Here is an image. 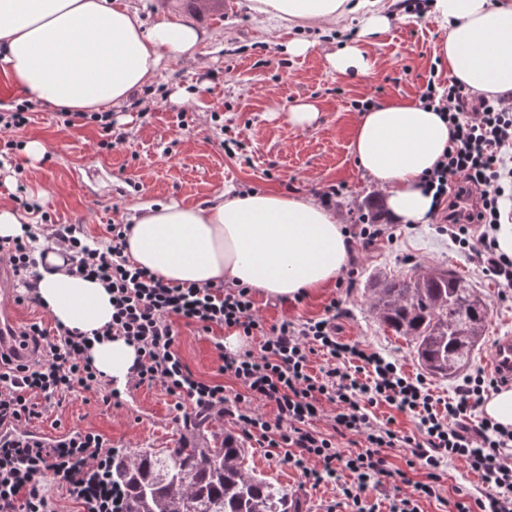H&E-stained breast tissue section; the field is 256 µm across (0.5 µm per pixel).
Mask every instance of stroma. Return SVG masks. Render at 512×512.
Masks as SVG:
<instances>
[{
	"instance_id": "obj_1",
	"label": "stroma",
	"mask_w": 512,
	"mask_h": 512,
	"mask_svg": "<svg viewBox=\"0 0 512 512\" xmlns=\"http://www.w3.org/2000/svg\"><path fill=\"white\" fill-rule=\"evenodd\" d=\"M145 25L169 11L193 20L209 32L194 64L169 63L156 84L113 112L114 126L125 139L106 147L99 123L76 120L67 127L56 106L33 103L29 122L8 132L16 141L0 162V195L39 202L45 223L79 224L88 237L105 242L106 227L120 223L128 208L143 202H205L224 189H277L315 196L323 187L341 186L335 210L343 224L371 211L391 227L389 238L358 252L359 276L354 288L329 287L288 302L255 293L256 314L268 326L289 319L301 322L324 316L332 300L346 309L338 333L394 361L410 375L420 372L412 343L395 335L372 313L369 290L377 279L401 280L414 268L457 270L480 291L488 307L486 333L477 346L472 368H482L496 337L512 335V292H501L438 229L439 216L420 224H397L389 215L378 185L357 166L349 149L359 117L357 102L390 98L418 99L428 80L447 84L448 65L439 49L448 29L431 14L398 12L388 30L373 37L367 49L374 64L369 75L341 77L324 56L333 42L317 37L304 55L291 56L283 45L292 34L260 21L248 0H132ZM314 102L318 124L308 130L288 126L282 114L300 101ZM45 148L31 160L24 143ZM177 349L196 376L224 384L227 396L240 387L221 374L216 341L225 332L204 333L179 325ZM54 436L69 430L102 434L114 447L132 451L175 447L191 426L177 412L162 387L143 388L122 396L121 406H106L86 391L72 393L35 424ZM246 465L257 475L300 500L302 512H354L343 504L339 482L312 486L284 459L280 448L248 447ZM487 488L460 461L440 468L438 495L422 501V512H450L451 501L477 498Z\"/></svg>"
}]
</instances>
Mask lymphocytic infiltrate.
<instances>
[{
	"label": "lymphocytic infiltrate",
	"instance_id": "1",
	"mask_svg": "<svg viewBox=\"0 0 512 512\" xmlns=\"http://www.w3.org/2000/svg\"><path fill=\"white\" fill-rule=\"evenodd\" d=\"M420 101L445 113L453 128L448 149L424 178L436 208L447 213L448 235L485 275L511 288L512 257L498 251L492 232L512 192V101L485 98L454 81L428 82ZM128 230L125 224L108 225L102 248L90 245L75 224L51 225L46 235L67 273L96 279L111 292L112 321L100 336L124 338L139 358L119 388L91 364L88 334L60 324L23 326L32 357L0 353V512H63L65 500L79 512H125L124 492L112 481L118 450L107 438L82 430L46 438L30 425L78 389L117 403L123 390L158 385L176 409L228 415L244 438L283 449L285 460L313 485L335 480L339 468H346L352 480L340 493L355 506L383 495L388 512H420V500L435 497L437 471L449 459L462 461L489 489L484 497L455 501L454 512H512V430L486 417L476 427L465 424L485 395L504 387V379L481 372L465 376L454 397L440 402L423 377L407 376L394 362L339 337V301L330 302L324 317L264 328L249 287L173 284L132 265L124 253ZM34 239L31 233L2 239L0 252L24 283L25 301L36 304L44 257L36 253ZM179 319L206 332L225 327L260 337L259 352L219 354L221 372L240 387L234 397L225 395L223 384L196 377L182 361L176 349ZM318 353L327 364L314 374L310 362ZM328 403L335 413L325 433L314 422ZM380 404L412 415L418 435L371 419L368 407ZM346 436L356 437L359 447L348 458L338 450ZM386 448L407 449V468H425V480L412 483V492H401V483L409 481L407 468L387 467ZM48 474L59 479L61 497L44 488ZM391 477L398 482L393 489L387 486Z\"/></svg>",
	"mask_w": 512,
	"mask_h": 512
}]
</instances>
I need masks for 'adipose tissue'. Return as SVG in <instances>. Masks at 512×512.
<instances>
[{"instance_id": "adipose-tissue-1", "label": "adipose tissue", "mask_w": 512, "mask_h": 512, "mask_svg": "<svg viewBox=\"0 0 512 512\" xmlns=\"http://www.w3.org/2000/svg\"><path fill=\"white\" fill-rule=\"evenodd\" d=\"M397 0H249L257 16L330 35L349 15L361 17L356 40L326 54L338 75H365L370 36L388 28ZM448 27L441 56L458 83L490 98L512 97V0H429ZM209 38L191 20L168 16L144 25L128 0H0V71L30 99L66 112H104L152 85L169 61L197 62ZM440 113L409 98L362 112L352 134L358 165L385 195L386 208L416 224L433 208L423 175L448 147ZM125 252L161 279L198 285L230 282L284 301L335 281L350 258L336 212L315 198L228 188L207 204L151 202L131 208ZM38 294L52 318L81 332L112 320V295L99 281L61 271L46 258ZM94 367L125 383L138 354L123 339L90 351Z\"/></svg>"}]
</instances>
